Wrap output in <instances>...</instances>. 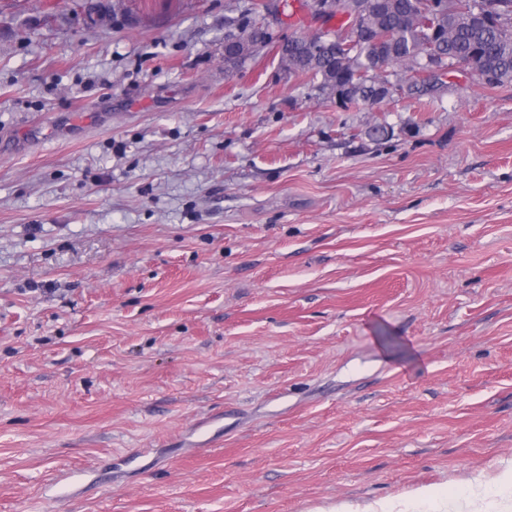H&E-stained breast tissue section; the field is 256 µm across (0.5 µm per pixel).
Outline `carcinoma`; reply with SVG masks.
Wrapping results in <instances>:
<instances>
[{
    "label": "carcinoma",
    "mask_w": 512,
    "mask_h": 512,
    "mask_svg": "<svg viewBox=\"0 0 512 512\" xmlns=\"http://www.w3.org/2000/svg\"><path fill=\"white\" fill-rule=\"evenodd\" d=\"M387 6L369 19L379 37L372 48L355 47L352 53L336 59L335 49L324 56L311 52V40L324 34H305L284 42L288 73L310 75L318 80L321 90L327 88V72L339 68L357 77L363 85L362 103L373 106L377 97L375 83L391 82L398 75L397 68L420 71L422 60L427 57H443L449 61L467 58L476 71L479 83L493 88L512 82V32L494 21H479L474 17L473 5L477 0H454L456 10L444 15L441 25L443 37L430 41L418 26L417 16L433 15L443 7L444 0H385Z\"/></svg>",
    "instance_id": "obj_1"
}]
</instances>
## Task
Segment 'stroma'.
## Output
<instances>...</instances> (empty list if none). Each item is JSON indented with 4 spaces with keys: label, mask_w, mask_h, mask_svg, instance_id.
Returning a JSON list of instances; mask_svg holds the SVG:
<instances>
[{
    "label": "stroma",
    "mask_w": 512,
    "mask_h": 512,
    "mask_svg": "<svg viewBox=\"0 0 512 512\" xmlns=\"http://www.w3.org/2000/svg\"><path fill=\"white\" fill-rule=\"evenodd\" d=\"M300 3L0 0V512H512V82L341 105ZM468 489L474 496H478L481 490H492L502 496H512V469H505L496 478L486 481L475 478L468 483ZM441 499L438 497L436 488L430 486H418L413 488L403 498L401 503H385L368 505L363 509L359 506L345 505L341 510L344 512H441L440 507ZM428 506L432 510H424Z\"/></svg>",
    "instance_id": "1"
}]
</instances>
